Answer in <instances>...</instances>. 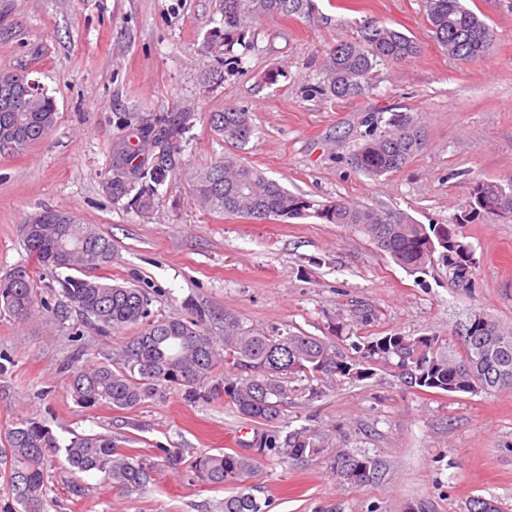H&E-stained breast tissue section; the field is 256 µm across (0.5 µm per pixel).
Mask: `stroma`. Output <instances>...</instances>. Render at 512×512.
<instances>
[{"mask_svg":"<svg viewBox=\"0 0 512 512\" xmlns=\"http://www.w3.org/2000/svg\"><path fill=\"white\" fill-rule=\"evenodd\" d=\"M496 32L490 50L463 63L434 41L423 0H313L303 16L258 23L235 47L237 71L212 83L204 39L220 26L217 0H0V70L28 74L54 98L49 135L21 155H0V275L25 265L60 316L17 320L0 310V437L37 418L59 444L72 434H105L150 469L142 492L125 496L97 475L74 471L65 453L48 458L45 512H224L229 491L198 481L202 453L252 458L250 483L269 512H315L336 502L344 512H462L467 499L496 498L512 512V390L424 392L405 386L394 361L375 360L365 380L289 384L273 426L243 418L223 393L176 389L128 410L80 407L67 386L71 363H107L135 329L101 332L60 293L61 269L38 266L21 226L42 209L70 212L112 239L103 269L136 283L160 317H183L193 300L209 310L210 335L225 317L240 329L302 332L356 361V337L436 334L460 357L475 313L512 326V219L479 217L460 233L474 251L469 285L445 261L412 273L342 224L307 218L254 222L207 210L198 175L236 153L288 190L324 202L344 199L419 224H448L469 210L473 180L512 179V0H464ZM376 19L415 40L404 63L375 69L372 89L353 99L311 93L338 40L358 37ZM228 106L251 112L256 131L235 147L214 133L208 115ZM190 111L174 140L172 170L150 210L115 204L113 141L138 163L139 117ZM416 115L426 147L403 169L374 178L355 169L369 116ZM323 437L324 455L296 464L259 444L302 428ZM361 451L380 460L373 482L336 484L329 455ZM181 462L171 465L168 451Z\"/></svg>","mask_w":512,"mask_h":512,"instance_id":"obj_1","label":"stroma"}]
</instances>
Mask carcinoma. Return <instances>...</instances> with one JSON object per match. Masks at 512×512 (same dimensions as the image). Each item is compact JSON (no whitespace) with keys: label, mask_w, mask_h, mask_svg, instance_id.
Segmentation results:
<instances>
[{"label":"carcinoma","mask_w":512,"mask_h":512,"mask_svg":"<svg viewBox=\"0 0 512 512\" xmlns=\"http://www.w3.org/2000/svg\"><path fill=\"white\" fill-rule=\"evenodd\" d=\"M312 0H219L223 26L211 31L207 47L216 66L211 79L224 81V72L238 66L234 47L245 44L247 32L265 18L304 15ZM427 22L437 45L449 56L464 62L483 57L495 40L493 28L463 0H425ZM414 40L382 22L371 20L360 38L340 40L324 63L325 79L311 92L330 98L350 99L368 90L378 62H405L417 55ZM25 76L0 70V154H19L44 139L55 127L57 107L44 92L21 96ZM191 113L150 115L140 125L144 141L158 149L149 167L134 163L125 144L113 147L114 176L105 185L113 202L146 212L170 173L168 157L172 140L185 132ZM211 128L231 144L245 145L254 133L251 114L244 108L226 107L209 114ZM425 132L409 112H393L385 128L373 125L368 139L353 154L355 167L380 177L401 170L422 149ZM197 195L204 206L219 214L254 221L271 217H315L327 224H344L363 234L395 263L413 273L426 272L431 254L448 234L446 224H416L402 215H391L342 200L318 203L295 194L257 169L226 154L204 170L197 181ZM471 198L486 217L512 218V183L508 187L476 180ZM29 255L43 267L65 269L59 281L61 294L79 312L104 331L137 329L117 362L73 368L68 385L78 405L91 409L107 404L127 410L154 395L158 387L193 392L211 378L219 362L229 374L214 385L224 392L238 413L267 425L279 417L288 397V383L319 375L364 380L366 368L336 355L328 342L302 332L254 333L242 331L224 320V352L206 331V311L188 304L186 318L153 317L146 289L107 281L95 271L112 257V239L93 224H83L71 214L45 210L22 226ZM0 307L27 319L48 310L38 292L33 273L18 266L0 277ZM360 357L397 360L406 386L421 390L448 391V387L472 382L492 391L512 388V329L486 316L469 322L464 333V354L448 356L445 339L432 334L417 338L387 334L353 343ZM0 454L10 459L6 479L9 494L24 512H44L47 489V458L64 451L69 464L80 472L96 473L104 486L127 496L142 492L150 480L142 462L118 448L112 437L75 435L60 446L44 422L28 419L8 430ZM264 447L292 461L301 462L325 451L317 435L295 431L279 445L267 439ZM379 462L362 452L341 450L330 460V470L341 485H362L378 475ZM196 478L209 485L230 486L235 493L224 498V512H268L246 485L253 470L250 457L237 452L204 454L191 462ZM493 500L473 497L464 512H501Z\"/></svg>","instance_id":"obj_1"}]
</instances>
